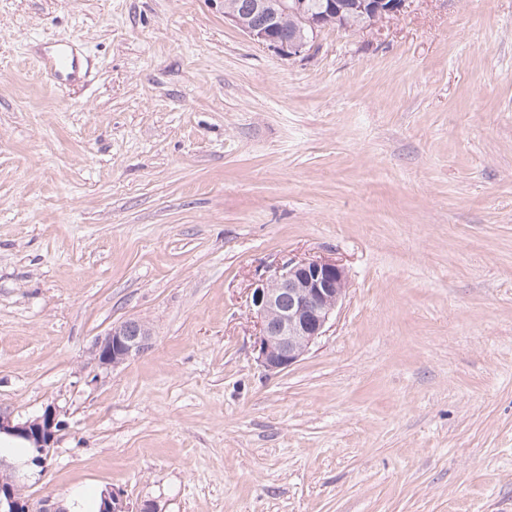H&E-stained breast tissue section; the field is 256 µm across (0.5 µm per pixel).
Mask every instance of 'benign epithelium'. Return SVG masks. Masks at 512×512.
Here are the masks:
<instances>
[{
  "mask_svg": "<svg viewBox=\"0 0 512 512\" xmlns=\"http://www.w3.org/2000/svg\"><path fill=\"white\" fill-rule=\"evenodd\" d=\"M407 0H360L354 9L366 15L359 26L364 30L404 12ZM251 8L265 16L255 25L233 11H224V19L238 27L252 40L290 58L303 55L326 20H343L348 6L340 0H322L318 10L307 6V0H252ZM295 19L293 35L283 39L278 34L281 19ZM344 269L332 260L289 261L273 274L255 284L252 306L257 317L259 335L255 349L257 360L270 373L292 366L325 333L339 301L345 293ZM153 332L144 322L126 320L112 326L97 339L91 355L101 366H117L143 353L151 346ZM63 427L60 410L45 408L42 415L18 420L12 413L0 410V433L24 436L31 440L40 464L57 442ZM0 512H33L23 495L22 477L13 473L0 478ZM102 512H129L123 494L111 490L104 495Z\"/></svg>",
  "mask_w": 512,
  "mask_h": 512,
  "instance_id": "obj_1",
  "label": "benign epithelium"
}]
</instances>
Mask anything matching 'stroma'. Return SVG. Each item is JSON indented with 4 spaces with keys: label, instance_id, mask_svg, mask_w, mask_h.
Instances as JSON below:
<instances>
[{
    "label": "stroma",
    "instance_id": "stroma-1",
    "mask_svg": "<svg viewBox=\"0 0 512 512\" xmlns=\"http://www.w3.org/2000/svg\"><path fill=\"white\" fill-rule=\"evenodd\" d=\"M65 41L85 87L42 78ZM321 258L345 294L268 373L251 290ZM50 405L37 508L512 512V0L291 59L219 0H0V408ZM153 332L144 322L126 320L113 325L109 332L97 339L91 355L101 366H117L143 353L151 346ZM100 495L85 487L73 488L66 497L68 512H98Z\"/></svg>",
    "mask_w": 512,
    "mask_h": 512
}]
</instances>
